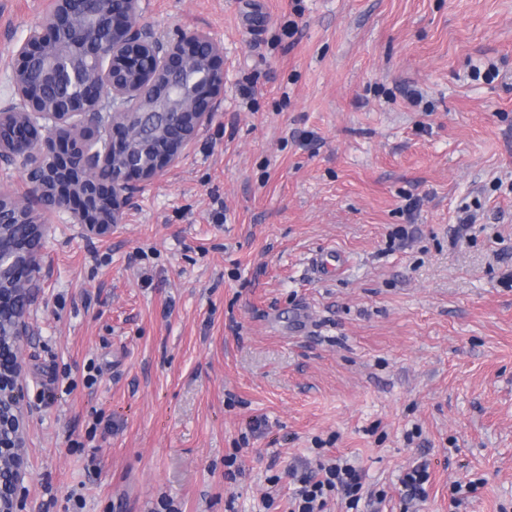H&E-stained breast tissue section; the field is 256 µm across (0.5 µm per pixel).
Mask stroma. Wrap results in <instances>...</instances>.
<instances>
[{
    "label": "stroma",
    "mask_w": 512,
    "mask_h": 512,
    "mask_svg": "<svg viewBox=\"0 0 512 512\" xmlns=\"http://www.w3.org/2000/svg\"><path fill=\"white\" fill-rule=\"evenodd\" d=\"M48 5L0 0V106ZM143 6L224 99L111 234L46 216L24 512H289L320 453L364 474L326 512H512V0ZM428 480V471L425 466L413 467L412 470L405 474L402 483L406 488L407 495L410 499L416 497L424 498V484Z\"/></svg>",
    "instance_id": "35a3bbf8"
}]
</instances>
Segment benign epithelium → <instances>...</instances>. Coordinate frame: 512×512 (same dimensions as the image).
I'll return each instance as SVG.
<instances>
[{"instance_id": "benign-epithelium-1", "label": "benign epithelium", "mask_w": 512, "mask_h": 512, "mask_svg": "<svg viewBox=\"0 0 512 512\" xmlns=\"http://www.w3.org/2000/svg\"><path fill=\"white\" fill-rule=\"evenodd\" d=\"M142 0H52L16 50V101L0 108V164H20L27 191L0 189V512H21L27 410L21 344L40 288L45 225L34 205L66 208L86 236L121 223L135 193L158 179L213 120L224 98V46L209 33L160 36ZM112 96L104 132L100 105ZM80 117L82 126L71 122ZM37 223L30 241L12 224Z\"/></svg>"}]
</instances>
